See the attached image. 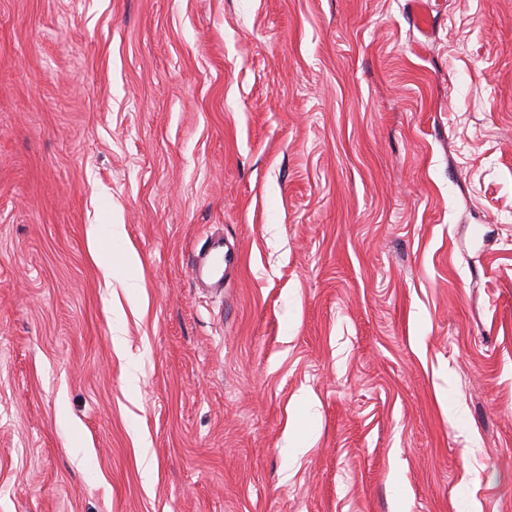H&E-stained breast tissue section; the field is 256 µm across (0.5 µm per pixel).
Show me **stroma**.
<instances>
[{
  "mask_svg": "<svg viewBox=\"0 0 512 512\" xmlns=\"http://www.w3.org/2000/svg\"><path fill=\"white\" fill-rule=\"evenodd\" d=\"M0 512H512V0H0ZM206 261L200 265L198 259L192 264L193 280L209 279L215 282V285L223 287L224 282V263L227 264L231 256L224 246L223 234H212L206 238L204 243Z\"/></svg>",
  "mask_w": 512,
  "mask_h": 512,
  "instance_id": "35a3bbf8",
  "label": "stroma"
}]
</instances>
